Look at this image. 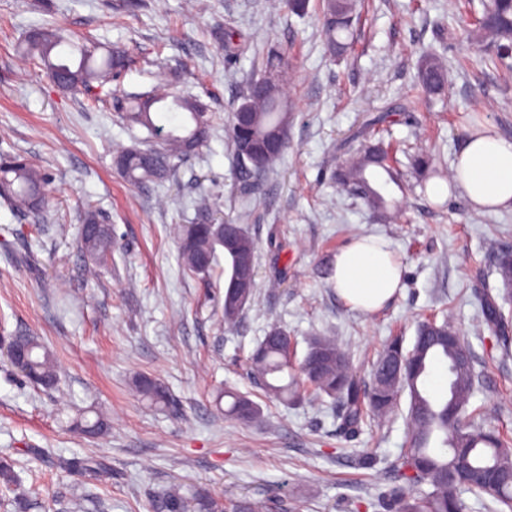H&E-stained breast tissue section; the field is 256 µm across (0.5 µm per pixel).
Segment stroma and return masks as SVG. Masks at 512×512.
Listing matches in <instances>:
<instances>
[{
	"instance_id": "obj_1",
	"label": "stroma",
	"mask_w": 512,
	"mask_h": 512,
	"mask_svg": "<svg viewBox=\"0 0 512 512\" xmlns=\"http://www.w3.org/2000/svg\"><path fill=\"white\" fill-rule=\"evenodd\" d=\"M0 0V159L26 154L49 175L41 213L21 214L0 199V458L20 485L0 484V512H149L159 491L224 500H265L269 512H375L370 501L394 481L407 431L406 402L343 437L338 407L311 397L284 404L248 379L244 360L269 326L288 328L298 353L311 335L335 337L352 369L368 379L387 339L413 338L419 319H451L468 342L477 376L470 402L486 426L512 434V355L491 358L493 339L478 297L499 288L490 242L512 245V210L473 212L460 193L439 206L421 190L403 197L389 224L340 191L331 176L372 112L395 109L394 140L435 152L452 170L473 126L512 139V73L485 61L482 47L449 35V0H366L350 54L329 56L319 0L302 15L272 0ZM54 22L106 46L133 52L123 76L99 87L101 104L61 91L20 55L34 25ZM227 27L287 49L295 106L283 158L257 186L240 178L228 119L255 71L251 51L225 62L215 34ZM446 56L445 97L413 101L416 64ZM168 84L200 96L220 119L207 146L180 163L162 186L133 185L113 165L116 146L150 141L122 122L115 100ZM414 102L411 116L399 115ZM206 199L220 217L248 226L258 240L256 290L235 327L222 318L224 281L186 275L178 227ZM114 225L117 246L98 277H88L78 231L86 205ZM283 243L268 246L269 235ZM386 239L403 266V287L381 310H350L329 270L361 236ZM40 336L63 380L45 391L26 382L5 347L17 331ZM144 374L161 380L172 404L149 405L132 390ZM248 395L257 423L226 416L218 389ZM102 410L100 439L71 429L78 413ZM94 458L100 479H76L58 458Z\"/></svg>"
}]
</instances>
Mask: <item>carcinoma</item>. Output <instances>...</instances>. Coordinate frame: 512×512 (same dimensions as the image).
I'll return each mask as SVG.
<instances>
[{"mask_svg":"<svg viewBox=\"0 0 512 512\" xmlns=\"http://www.w3.org/2000/svg\"><path fill=\"white\" fill-rule=\"evenodd\" d=\"M481 12L473 13L466 24L467 37L486 47L491 61L512 70V0H482ZM362 0H321L322 32L328 51L341 56L352 49L349 41L354 20L359 17ZM224 48L234 57L249 48V38L227 27ZM24 56L39 58L47 77L58 72L67 75L63 88L87 93L92 82L119 77L131 64L126 51L110 49L97 54L98 47L67 41L57 27H33L20 46ZM291 62L279 48L267 49L263 68L247 82L234 111L246 110L250 122L237 125L231 117L230 135L236 157L243 147L264 142L273 135L281 140V151L259 163H240V174L250 180L268 170L288 149V130L293 121L292 106L285 92ZM448 64L439 54L422 57L417 66L415 88L424 97L442 96L447 91ZM172 99L174 109L185 113L180 132L164 131L154 121L157 105ZM122 118L147 128L161 137L158 147L137 145L121 148L115 156L119 174L129 183H163L177 163L203 146L211 133L215 116L193 97H169L164 88L130 102ZM388 114L370 119L371 133L360 148L347 153L336 165L333 179L341 190L361 200L373 213L394 221L401 215L399 201L390 197L395 186L405 194L414 186L428 193L433 179L448 182L436 157L431 153L407 154L408 164L397 158V149L373 130L387 123ZM46 173L30 156L14 155L0 162V197L19 211L42 209ZM80 250L87 258L88 271L97 276L112 258L116 237L112 225L104 223L98 211L88 208L79 231ZM258 243L243 224H221L207 203L198 206L196 222L179 230V256L183 272L192 276H211L217 264V251L224 252V323L234 325L253 298L256 288ZM495 273L503 295L512 294V249L494 247ZM251 262L249 287L236 284L239 260ZM484 323L497 336L504 351L512 344V323L506 319L496 299L486 294L482 305ZM23 351L25 362L13 363L31 383L45 389L60 387V373L51 349L38 337L18 334L11 337L9 352ZM443 364L448 375L446 396L435 399L426 390L429 369ZM247 371L267 395L292 403L308 395L328 397L339 405V429L347 436L358 432L370 416L382 417L397 407L402 395L409 398L406 416L408 431L405 448L395 466L397 484L378 501L383 512H464L462 494L476 492L490 496L497 512H512V438L477 423L468 414L475 395L476 379L472 354L459 330L449 320L434 318L421 322L410 348L394 336L372 362L370 382L352 370L343 348L330 336H310L302 360L294 362L292 338L288 330L272 326L247 359ZM136 393L149 404L165 406L170 401L166 387L157 379L139 375L133 380ZM231 398L227 414L247 423L260 420L259 406L247 396L227 391L217 399ZM93 417L82 415L74 422L80 434L98 438L109 430L105 414L92 409ZM66 470L84 476L100 477L103 464L60 461ZM426 485L429 491L418 495L414 489ZM198 512H268L266 501L245 498L223 503L205 492L195 497ZM191 504L177 491L155 495L151 512H190Z\"/></svg>","mask_w":512,"mask_h":512,"instance_id":"obj_1","label":"carcinoma"}]
</instances>
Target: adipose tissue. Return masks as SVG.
I'll list each match as a JSON object with an SVG mask.
<instances>
[{
	"instance_id": "obj_1",
	"label": "adipose tissue",
	"mask_w": 512,
	"mask_h": 512,
	"mask_svg": "<svg viewBox=\"0 0 512 512\" xmlns=\"http://www.w3.org/2000/svg\"><path fill=\"white\" fill-rule=\"evenodd\" d=\"M455 170L454 186L473 210L512 209V140L487 132L470 133ZM331 285L346 306L372 313L400 291L401 263L385 240L363 236L337 253Z\"/></svg>"
}]
</instances>
